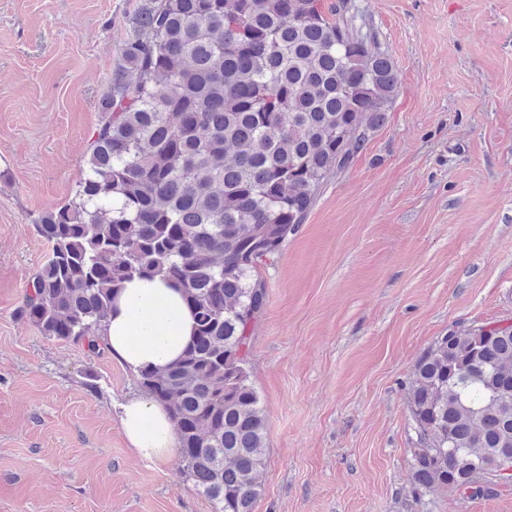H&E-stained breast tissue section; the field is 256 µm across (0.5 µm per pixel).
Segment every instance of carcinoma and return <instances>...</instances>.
<instances>
[{"label": "carcinoma", "mask_w": 512, "mask_h": 512, "mask_svg": "<svg viewBox=\"0 0 512 512\" xmlns=\"http://www.w3.org/2000/svg\"><path fill=\"white\" fill-rule=\"evenodd\" d=\"M351 0H148L134 17L72 200L34 224L52 253L17 310L42 335L99 354L113 295L161 277L195 319L182 357L143 372L178 436L181 474L214 512H253L268 420L250 383L260 267L295 235L397 95L395 63ZM419 489L506 483L512 325L440 336L408 401Z\"/></svg>", "instance_id": "obj_1"}]
</instances>
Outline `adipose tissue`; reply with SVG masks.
<instances>
[{"label": "adipose tissue", "instance_id": "1", "mask_svg": "<svg viewBox=\"0 0 512 512\" xmlns=\"http://www.w3.org/2000/svg\"><path fill=\"white\" fill-rule=\"evenodd\" d=\"M194 319L181 292L162 279H132L114 296L103 343L133 373L172 364L189 345ZM120 425L131 448L151 462L170 460L178 448L166 407L149 396L129 399Z\"/></svg>", "mask_w": 512, "mask_h": 512}]
</instances>
